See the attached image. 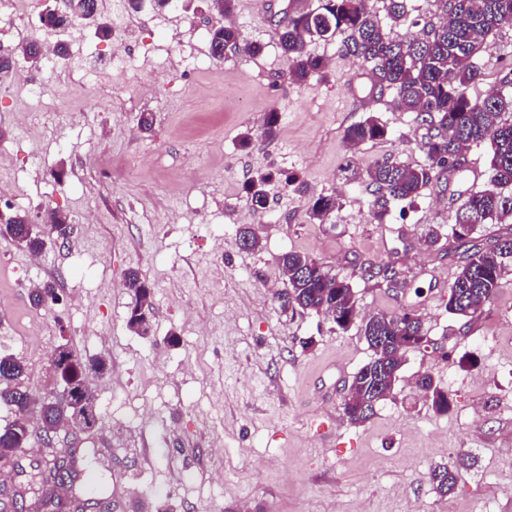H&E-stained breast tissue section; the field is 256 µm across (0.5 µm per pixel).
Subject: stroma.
<instances>
[{"label":"stroma","instance_id":"35a3bbf8","mask_svg":"<svg viewBox=\"0 0 512 512\" xmlns=\"http://www.w3.org/2000/svg\"><path fill=\"white\" fill-rule=\"evenodd\" d=\"M288 4L318 0H236L242 41L263 50L217 64L209 33L221 17L210 0L188 11L144 7L132 21L141 45L117 78L89 73L113 42L84 22L65 41L81 54L45 73L41 100L0 96V185L11 188L0 212L55 209L72 228L37 259L0 240V354L24 361L41 397L59 389L58 346L106 357L105 373L86 376L98 425L65 440L93 453L88 468L112 512H512V267L476 314L446 308L463 258L455 212L469 190L488 186V148L467 152L465 180L436 172L413 206L392 204L374 221L364 173L386 158L427 164V130L392 91H373L368 65L340 39L312 41L326 72L291 81L272 25ZM509 62L512 27L488 38L470 95L511 96L501 82ZM72 97L97 101V111H64ZM271 111L280 123L268 141L261 125ZM143 112L154 116L147 132ZM370 115L386 137L349 148L346 129ZM246 132L248 150L239 146ZM104 157L134 165L138 179L99 172ZM348 164L360 180H346ZM267 170L297 176L306 193L275 181L267 209L253 210L244 184ZM327 194L338 212L310 221V204ZM246 224L260 234L249 251L238 239ZM289 251L350 280L359 322L343 331L325 315L281 310L277 259ZM369 264L394 265L401 289L363 276ZM132 268L153 289L146 336L127 326ZM44 282L58 299L37 308L29 295ZM408 308L428 345L408 349L392 395L350 422L346 387L373 355L361 320ZM424 374L447 393V412L418 391ZM453 462L461 479L443 497L430 471Z\"/></svg>","mask_w":512,"mask_h":512}]
</instances>
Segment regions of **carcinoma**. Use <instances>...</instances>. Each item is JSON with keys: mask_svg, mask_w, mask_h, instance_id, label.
I'll return each mask as SVG.
<instances>
[{"mask_svg": "<svg viewBox=\"0 0 512 512\" xmlns=\"http://www.w3.org/2000/svg\"><path fill=\"white\" fill-rule=\"evenodd\" d=\"M447 19L438 26L403 38H392L386 23L373 11L370 0H319L318 6L293 15L288 25L275 30L282 53L288 61V75L296 83H304L326 68L324 59L308 50L315 39L342 38L345 54L371 65L375 84L394 92L398 108L416 114L428 125L423 149L428 165H410L385 159L367 171L368 185L373 187L371 210L373 219L381 222L388 213L390 201L411 206L432 180L434 169L448 172V179L465 173V156L473 145L488 143L491 187L472 191L457 208L453 237L465 246L475 228L481 224H501L512 220V120L503 119L512 112V98L501 96L472 97L468 94L480 71L476 58L487 39L497 30L512 26V0H444ZM413 10L411 0H387V18L405 22ZM98 13V0H76L74 7L61 14L53 11L44 16L51 27L69 26L82 15ZM244 52L255 56L258 44L243 43L232 25H220L210 31V52L219 59L224 53ZM387 129L370 115L345 131L351 146L381 139ZM274 174L265 173L251 179L246 190L256 210L268 206L266 186ZM340 207L334 195H320L309 209V218L323 224ZM0 234L34 255L42 253L58 238V231L70 227L66 214L52 210L42 233L30 229L27 215L0 214ZM466 256L458 266L448 294V312L470 316L499 287L505 273L503 259L512 257V234L497 238L485 249L464 250ZM287 288L278 296L281 307L293 312H314L333 320L340 329L348 328L358 315L357 299L351 283L331 275L311 256L290 251L279 257ZM125 287L135 298L127 324L140 336L151 330L154 316L153 292L147 280L130 271ZM56 298L50 282L33 289V305L39 307ZM361 331L373 351L371 360L355 374V390L345 396L343 409L353 423L366 420L373 407L394 390L407 349L427 342L420 318L404 312L399 316L374 315L364 321ZM59 376L75 400L58 396H33L25 385L27 367L12 355H0V405L13 414L12 420L0 428V455L16 456L29 447L33 427L42 432H55L62 427H79L88 432L99 417L94 398L84 376V364L67 345L52 353ZM419 388L426 392L439 412L448 410V396L423 376ZM35 463H17L19 477L14 496L24 498L30 471ZM460 472L450 465H438L430 471L436 492L446 496L453 492Z\"/></svg>", "mask_w": 512, "mask_h": 512, "instance_id": "carcinoma-1", "label": "carcinoma"}]
</instances>
